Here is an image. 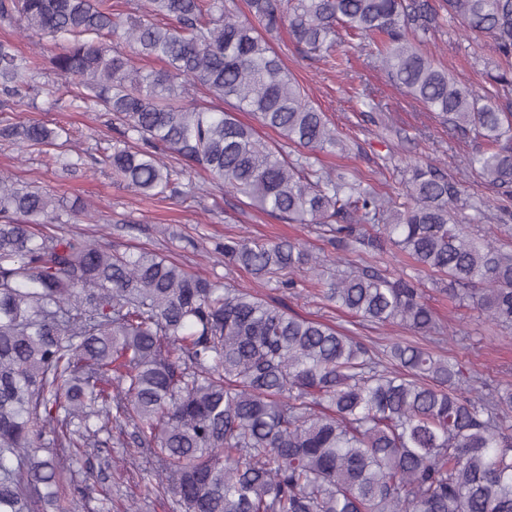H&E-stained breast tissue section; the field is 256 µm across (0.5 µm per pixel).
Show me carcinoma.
Segmentation results:
<instances>
[{"label": "carcinoma", "mask_w": 512, "mask_h": 512, "mask_svg": "<svg viewBox=\"0 0 512 512\" xmlns=\"http://www.w3.org/2000/svg\"><path fill=\"white\" fill-rule=\"evenodd\" d=\"M150 4L165 22L128 24L109 0H0L1 20L65 42L53 65L89 91L86 109L122 116L124 139L139 146L105 155L116 178L164 194L184 171L161 147L269 215L321 224L366 251L390 244L448 295L512 326V242L455 219L465 206L477 221H512V101L479 104L421 49L443 9L511 59L512 0H443L439 10L430 0H246L245 19L235 0ZM283 28L325 59L339 28L383 36L389 80L441 125L487 144L467 164L498 197L470 203L436 163L411 158L401 203L350 169L325 170L319 155L344 143L274 50ZM135 54L166 69L144 71ZM37 71L0 40L1 96L27 97ZM194 89L227 108L181 105ZM238 112L279 141L259 139ZM0 137L54 147L60 133L7 122ZM62 212L50 192L0 176V512H62L74 449L101 453L129 426L156 492L172 494L178 512H512V428L499 420L511 387L483 396L426 348L396 339L381 359L334 326L152 251L39 229L65 223ZM222 250L288 290L294 271L318 260L290 240ZM322 294L363 321L441 331L419 283L386 269L341 270Z\"/></svg>", "instance_id": "obj_1"}]
</instances>
